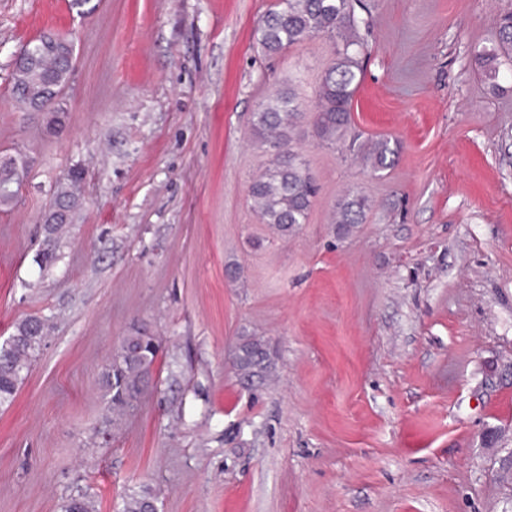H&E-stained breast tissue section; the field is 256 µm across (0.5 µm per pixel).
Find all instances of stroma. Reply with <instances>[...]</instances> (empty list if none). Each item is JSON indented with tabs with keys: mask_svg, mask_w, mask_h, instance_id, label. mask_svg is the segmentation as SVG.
Here are the masks:
<instances>
[{
	"mask_svg": "<svg viewBox=\"0 0 512 512\" xmlns=\"http://www.w3.org/2000/svg\"><path fill=\"white\" fill-rule=\"evenodd\" d=\"M272 0H0V156L24 158L0 212V342L53 325L0 407V512H98L159 491L158 512H512V64L485 77L512 0H361L354 128L403 144L375 175L299 145L320 186L280 238L247 203L268 155L249 117L294 88L312 112L334 55L254 38ZM72 40L59 133L20 111L13 55ZM83 206L38 262L56 183ZM372 209L337 238V197ZM241 267L231 280L228 264ZM162 345L112 422L102 373L133 327ZM270 362L245 376L244 345ZM24 169L19 166V173L14 181L1 178L0 181V210H7L17 201L19 189L23 183Z\"/></svg>",
	"mask_w": 512,
	"mask_h": 512,
	"instance_id": "35a3bbf8",
	"label": "stroma"
}]
</instances>
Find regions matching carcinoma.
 <instances>
[{
    "instance_id": "1",
    "label": "carcinoma",
    "mask_w": 512,
    "mask_h": 512,
    "mask_svg": "<svg viewBox=\"0 0 512 512\" xmlns=\"http://www.w3.org/2000/svg\"><path fill=\"white\" fill-rule=\"evenodd\" d=\"M367 22L355 10L354 0H274L259 20L255 34L267 54H277L312 37L327 38L334 49V61L322 76L316 90L312 116L314 134L322 146L346 149L362 167L380 172L392 167L401 145L387 136L362 139L352 128L351 105L364 73V39L361 27ZM32 51L28 69L17 72L13 93L23 106H30L47 86L62 91L74 68V45L58 35L44 34L29 43ZM512 53V14L496 23L491 45L476 54L485 76L495 78L498 60ZM304 119L293 90H278L261 101L250 115L254 138L271 152L263 172L248 188L252 207L263 223L277 234L288 236L307 223L318 192L308 163L295 147V131ZM24 169L15 180H0V210L12 207L23 183ZM82 172L73 170L56 184L51 205H59L70 214L81 206ZM370 202L367 196L350 188L340 196L333 209V223L339 235H347L366 220ZM49 326L39 317L25 318L0 344V406L13 401L24 382L31 363L48 334ZM161 352L160 344L146 331L136 329L124 337L121 355L105 373L112 390V403L130 407L143 392ZM236 366L250 376L266 372L262 352L243 349ZM63 512H97L95 500L79 494L67 500ZM122 512H157L156 497L146 488L124 503Z\"/></svg>"
}]
</instances>
